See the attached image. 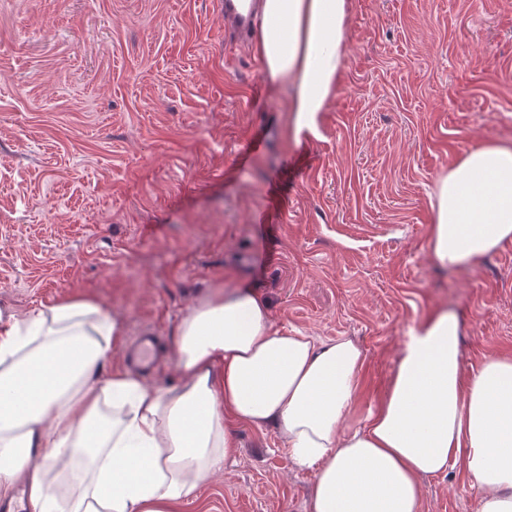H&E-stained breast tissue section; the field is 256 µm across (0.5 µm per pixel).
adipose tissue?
I'll return each mask as SVG.
<instances>
[{"mask_svg":"<svg viewBox=\"0 0 512 512\" xmlns=\"http://www.w3.org/2000/svg\"><path fill=\"white\" fill-rule=\"evenodd\" d=\"M349 0H262L258 50L317 126L343 66ZM427 248L453 269L512 240V143L466 152L435 181ZM462 324L441 311L413 326L364 430L341 425L364 355L352 339L281 335L270 303L236 286L201 296L174 331L177 379L148 385L108 367L122 320L90 298L0 314V501L28 512H182L224 470L240 423L277 428L315 468L310 512H423L421 480L454 461L481 491L479 512H512V358L473 372Z\"/></svg>","mask_w":512,"mask_h":512,"instance_id":"obj_1","label":"adipose tissue"}]
</instances>
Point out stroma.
I'll return each instance as SVG.
<instances>
[{
	"instance_id": "stroma-1",
	"label": "stroma",
	"mask_w": 512,
	"mask_h": 512,
	"mask_svg": "<svg viewBox=\"0 0 512 512\" xmlns=\"http://www.w3.org/2000/svg\"><path fill=\"white\" fill-rule=\"evenodd\" d=\"M316 135L286 88L225 47L219 0H0V310L86 296L128 338L173 331L215 288H258L274 329L364 353L341 430L365 426L402 343L448 309L474 371L512 357V241L437 269L434 180L512 141V0H350ZM262 141L261 150L249 140ZM200 491L209 512H309L315 471L270 426ZM423 512H477L461 464L422 480Z\"/></svg>"
}]
</instances>
